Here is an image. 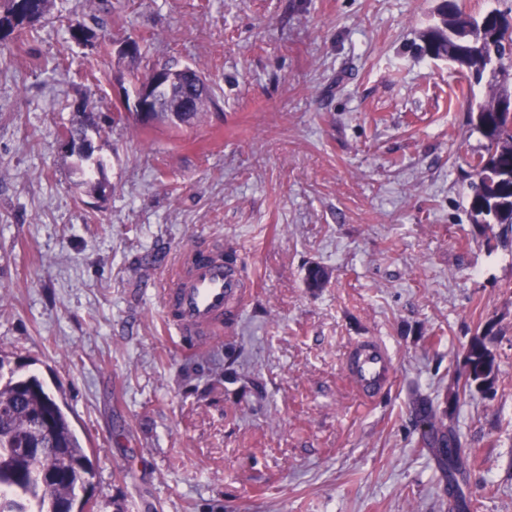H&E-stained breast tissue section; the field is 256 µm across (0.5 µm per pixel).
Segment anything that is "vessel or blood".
Listing matches in <instances>:
<instances>
[{"label":"vessel or blood","mask_w":512,"mask_h":512,"mask_svg":"<svg viewBox=\"0 0 512 512\" xmlns=\"http://www.w3.org/2000/svg\"><path fill=\"white\" fill-rule=\"evenodd\" d=\"M242 266V256L219 244L195 247L183 255L161 290L164 318L182 350L197 349L237 321L252 288ZM343 366L359 396L375 401L393 380L395 357L379 338L364 336L348 345Z\"/></svg>","instance_id":"1"}]
</instances>
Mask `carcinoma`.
Listing matches in <instances>:
<instances>
[{
  "instance_id": "cac0c4a2",
  "label": "carcinoma",
  "mask_w": 512,
  "mask_h": 512,
  "mask_svg": "<svg viewBox=\"0 0 512 512\" xmlns=\"http://www.w3.org/2000/svg\"><path fill=\"white\" fill-rule=\"evenodd\" d=\"M440 19L421 35L422 53L433 58H446L461 67L481 64L473 76L480 83L488 68H503L504 60L512 57V19L499 10L481 16L468 14L450 0L439 7ZM170 82L156 89L157 124L179 128L198 123L205 109L213 103L210 90L197 94L193 111L174 119L170 109L184 95L187 83L180 69H169ZM509 87L500 84L470 109V123L488 142L486 153L473 164L474 180L469 201L472 223L487 228L501 227L498 238L505 240L512 233V118L502 110L503 101L511 96ZM328 272L313 266L306 275L307 286L321 288ZM482 367L490 384H495L498 366L484 337H474L463 369ZM0 357V512H61L60 506L76 498V490L84 485L85 448L73 432L65 413L35 376H20L12 368L3 373ZM48 412L53 417V432L46 436L40 430V417ZM19 448H41L43 457L30 458L17 452ZM70 460V467L58 482L40 483L30 479L37 469L51 465L57 454ZM440 462L448 472V481L461 464L458 439L447 450H437Z\"/></svg>"
}]
</instances>
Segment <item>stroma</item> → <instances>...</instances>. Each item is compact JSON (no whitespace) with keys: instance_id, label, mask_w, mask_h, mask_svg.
Wrapping results in <instances>:
<instances>
[{"instance_id":"35a3bbf8","label":"stroma","mask_w":512,"mask_h":512,"mask_svg":"<svg viewBox=\"0 0 512 512\" xmlns=\"http://www.w3.org/2000/svg\"><path fill=\"white\" fill-rule=\"evenodd\" d=\"M440 4L52 0L0 48V357L63 409L95 512H512V236L487 248L468 215L487 142L467 93L501 77L472 86L418 52ZM76 18L89 42L71 40ZM158 66L205 76L197 125L121 118ZM80 102L99 115L102 195L58 137ZM219 240L243 250L254 294L186 355L160 289ZM481 335L489 394L462 369ZM360 336L396 356L371 404L342 367ZM422 400L454 412L453 511ZM484 339V336L474 337L469 344L467 355L464 356L463 369L466 375V385L469 388L474 384L476 388L482 389L481 385H476L478 376L473 379L470 378L468 374L469 367H473L474 372L478 367H484L486 376L490 377L492 388L496 382L498 366L493 352L487 347Z\"/></svg>"}]
</instances>
